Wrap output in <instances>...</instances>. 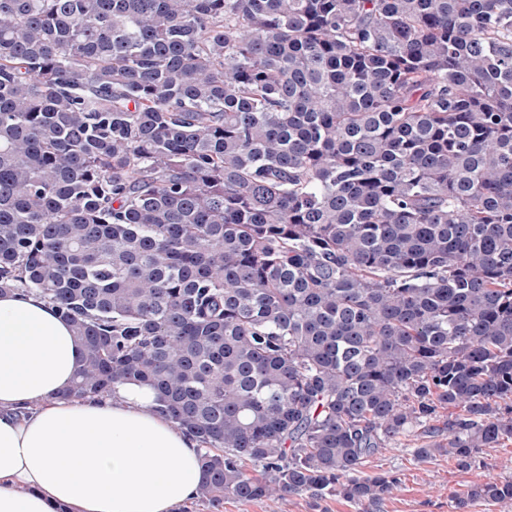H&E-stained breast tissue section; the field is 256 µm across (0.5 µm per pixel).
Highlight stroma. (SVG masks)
Returning <instances> with one entry per match:
<instances>
[{
    "instance_id": "1",
    "label": "stroma",
    "mask_w": 512,
    "mask_h": 512,
    "mask_svg": "<svg viewBox=\"0 0 512 512\" xmlns=\"http://www.w3.org/2000/svg\"><path fill=\"white\" fill-rule=\"evenodd\" d=\"M419 443L416 437L401 438L365 463L364 474L387 473L400 484L395 495L375 504L358 506L336 496L303 492L278 501L243 502L226 497L212 502L197 498L177 512H454V495L474 484L512 476L504 467L512 458V441L483 449L479 465L466 472L459 471L444 454L416 459L413 450Z\"/></svg>"
}]
</instances>
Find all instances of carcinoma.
Instances as JSON below:
<instances>
[{
    "label": "carcinoma",
    "mask_w": 512,
    "mask_h": 512,
    "mask_svg": "<svg viewBox=\"0 0 512 512\" xmlns=\"http://www.w3.org/2000/svg\"><path fill=\"white\" fill-rule=\"evenodd\" d=\"M6 291L72 323L63 397L155 389L202 499L376 503L417 433L470 470L512 439V0H0Z\"/></svg>",
    "instance_id": "carcinoma-1"
}]
</instances>
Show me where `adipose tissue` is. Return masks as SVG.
<instances>
[{
    "instance_id": "1",
    "label": "adipose tissue",
    "mask_w": 512,
    "mask_h": 512,
    "mask_svg": "<svg viewBox=\"0 0 512 512\" xmlns=\"http://www.w3.org/2000/svg\"><path fill=\"white\" fill-rule=\"evenodd\" d=\"M81 356L52 304L0 294V512H175L201 484L196 439L145 384L63 399Z\"/></svg>"
}]
</instances>
